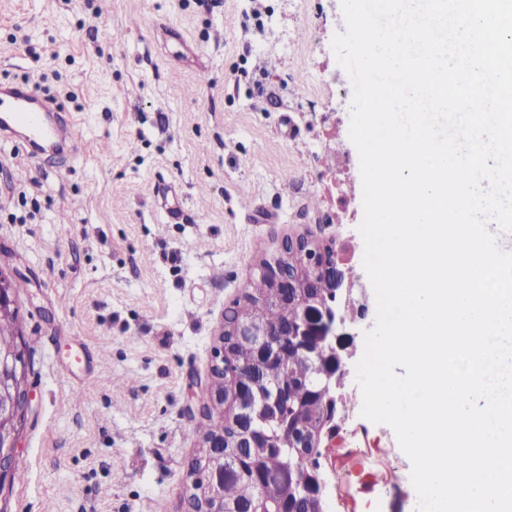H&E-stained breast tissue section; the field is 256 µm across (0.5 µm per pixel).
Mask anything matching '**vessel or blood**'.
Returning a JSON list of instances; mask_svg holds the SVG:
<instances>
[{"mask_svg":"<svg viewBox=\"0 0 512 512\" xmlns=\"http://www.w3.org/2000/svg\"><path fill=\"white\" fill-rule=\"evenodd\" d=\"M50 103L34 86L12 84L0 87V132H10L13 126L25 128L35 141H67L74 139L75 127L70 123L52 125L45 119Z\"/></svg>","mask_w":512,"mask_h":512,"instance_id":"vessel-or-blood-1","label":"vessel or blood"}]
</instances>
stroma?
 I'll list each match as a JSON object with an SVG mask.
<instances>
[{
  "instance_id": "obj_1",
  "label": "stroma",
  "mask_w": 512,
  "mask_h": 512,
  "mask_svg": "<svg viewBox=\"0 0 512 512\" xmlns=\"http://www.w3.org/2000/svg\"><path fill=\"white\" fill-rule=\"evenodd\" d=\"M344 29L341 0H0V84L31 83L77 137L0 142V268L25 283L31 358L26 478L0 512H183L206 425L190 383L259 261L334 237L365 278ZM345 398L347 512H415L411 461L361 416L355 376Z\"/></svg>"
}]
</instances>
